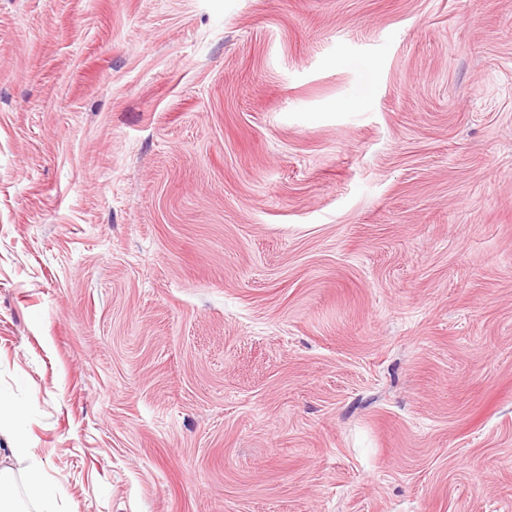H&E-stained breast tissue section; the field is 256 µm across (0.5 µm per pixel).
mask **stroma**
Instances as JSON below:
<instances>
[{
    "label": "stroma",
    "mask_w": 512,
    "mask_h": 512,
    "mask_svg": "<svg viewBox=\"0 0 512 512\" xmlns=\"http://www.w3.org/2000/svg\"><path fill=\"white\" fill-rule=\"evenodd\" d=\"M0 393L59 512H512V0H0Z\"/></svg>",
    "instance_id": "35a3bbf8"
}]
</instances>
